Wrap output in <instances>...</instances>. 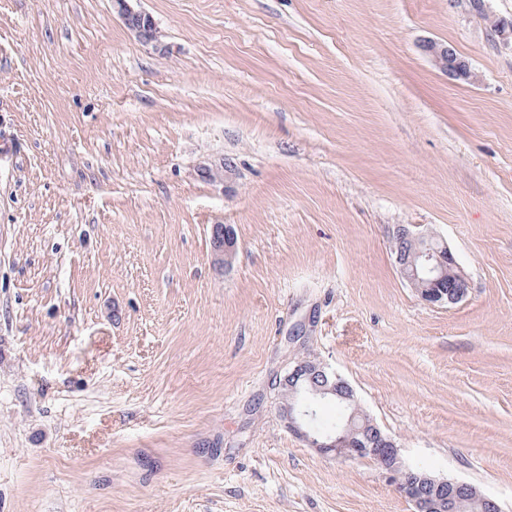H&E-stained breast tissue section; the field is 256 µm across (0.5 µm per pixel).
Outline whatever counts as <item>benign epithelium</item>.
I'll return each mask as SVG.
<instances>
[{
	"label": "benign epithelium",
	"mask_w": 512,
	"mask_h": 512,
	"mask_svg": "<svg viewBox=\"0 0 512 512\" xmlns=\"http://www.w3.org/2000/svg\"><path fill=\"white\" fill-rule=\"evenodd\" d=\"M424 51L448 76L472 81L475 73L469 63L447 45L428 41ZM397 241H409L414 249H398L396 262L402 278L429 305H456L469 291V282L448 249L433 234L416 232L405 225L397 227ZM212 249L217 264L226 268L237 253V238L230 224L213 234ZM288 398L280 405V417L292 434L321 454L341 460L372 459L381 466L399 492L413 505L414 512H461L466 503L476 501L482 512H500L497 501L474 485L407 465L396 441L384 433L363 412L353 388L339 374L315 358L298 359L279 382ZM330 400L343 405L347 417L334 431L312 429L315 409Z\"/></svg>",
	"instance_id": "7a95c632"
}]
</instances>
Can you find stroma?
I'll return each instance as SVG.
<instances>
[{
    "instance_id": "1",
    "label": "stroma",
    "mask_w": 512,
    "mask_h": 512,
    "mask_svg": "<svg viewBox=\"0 0 512 512\" xmlns=\"http://www.w3.org/2000/svg\"><path fill=\"white\" fill-rule=\"evenodd\" d=\"M128 4L151 36L0 0V512H413L285 427L309 355L512 512V40L467 0ZM399 224L462 302L402 279ZM423 48L434 64L448 76L464 81H473L476 77L469 63L454 48L434 41L426 42ZM213 228L212 249L215 261L224 268H229L237 253V238L232 225L219 227V233ZM397 241H409L414 249L399 248L396 262L402 278L429 305H456L469 291V282L448 249L433 234L416 232L405 225L396 231Z\"/></svg>"
}]
</instances>
